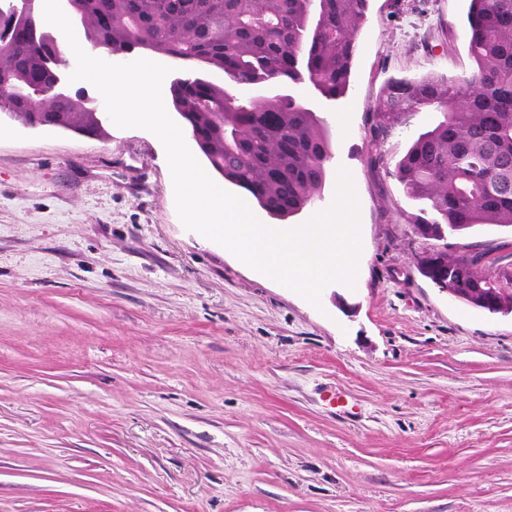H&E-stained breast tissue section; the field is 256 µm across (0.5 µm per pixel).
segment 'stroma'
<instances>
[{
	"instance_id": "obj_1",
	"label": "stroma",
	"mask_w": 512,
	"mask_h": 512,
	"mask_svg": "<svg viewBox=\"0 0 512 512\" xmlns=\"http://www.w3.org/2000/svg\"><path fill=\"white\" fill-rule=\"evenodd\" d=\"M466 0H371L322 201L348 170L354 286L319 305L186 230L162 143L28 128L0 113V512H512V316L439 291L419 255L512 230L419 238L391 174L415 113L371 165L387 83L473 69ZM354 405L337 412L329 396Z\"/></svg>"
}]
</instances>
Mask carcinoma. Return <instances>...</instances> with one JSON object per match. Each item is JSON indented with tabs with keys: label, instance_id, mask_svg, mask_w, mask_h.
I'll list each match as a JSON object with an SVG mask.
<instances>
[{
	"label": "carcinoma",
	"instance_id": "carcinoma-1",
	"mask_svg": "<svg viewBox=\"0 0 512 512\" xmlns=\"http://www.w3.org/2000/svg\"><path fill=\"white\" fill-rule=\"evenodd\" d=\"M466 77L394 79L373 109L372 162L380 145L423 109L441 114L418 133L392 175L418 202L413 223L466 234L480 226L512 228V0H468ZM369 0H72L88 40L116 54L148 49L224 74L171 85V104L209 167L247 192L271 218L288 221L322 196L332 142L325 121L285 93L309 83L327 99L350 88ZM0 45V102L21 119L82 134L102 132L98 113L67 95L35 106L30 86L49 87L44 28L7 19ZM261 82L283 93L232 101L229 84ZM489 252L448 257V287L508 288L512 274L483 273Z\"/></svg>",
	"mask_w": 512,
	"mask_h": 512
}]
</instances>
